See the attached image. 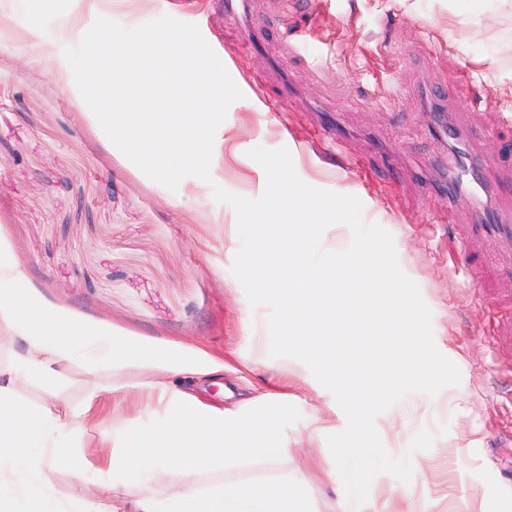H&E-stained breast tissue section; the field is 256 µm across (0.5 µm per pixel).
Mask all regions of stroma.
I'll list each match as a JSON object with an SVG mask.
<instances>
[{"mask_svg": "<svg viewBox=\"0 0 512 512\" xmlns=\"http://www.w3.org/2000/svg\"><path fill=\"white\" fill-rule=\"evenodd\" d=\"M217 0H0V242L42 305L158 353L224 361L222 385L175 376L220 407L270 388L293 395L284 429L288 453L224 465L164 467L153 476L172 489L212 490L241 481L287 483L306 492L313 512H339L344 494L319 472L331 461L326 438L343 424L330 396L293 361L269 354L267 307H252L231 272L240 248L236 212L214 186L255 199L264 169L249 150L287 148L308 185L358 197L362 220L389 231L403 272L432 312L437 349L460 370L437 395H407L375 425L390 455L410 456L412 477H378V512H512V344L482 331L512 321V248L473 227L467 205L450 206L432 184L448 139L438 132L425 92L443 89L449 119L483 136L489 182L512 197V10L498 0L451 9L448 0H250L246 23L221 16ZM197 25L243 93L216 131L210 180L189 176L177 190L151 180L117 153L91 117L64 51L65 20L91 27L105 17L135 27L162 16ZM267 38L240 58L228 55L249 30ZM498 60L485 74L477 60ZM292 100L276 98L282 80ZM340 130L344 150L318 124ZM478 268L479 283L454 264ZM153 368L118 366L91 377L81 361L56 381L19 389L22 402L67 413L77 458L112 424L104 402L90 428L81 409L95 384L128 387V427H150L160 410L141 383ZM434 440L410 452L421 429ZM314 463L306 466L302 455ZM111 477L95 468L40 466V485L73 512L106 500Z\"/></svg>", "mask_w": 512, "mask_h": 512, "instance_id": "stroma-1", "label": "stroma"}]
</instances>
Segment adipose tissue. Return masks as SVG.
Wrapping results in <instances>:
<instances>
[{"label": "adipose tissue", "mask_w": 512, "mask_h": 512, "mask_svg": "<svg viewBox=\"0 0 512 512\" xmlns=\"http://www.w3.org/2000/svg\"><path fill=\"white\" fill-rule=\"evenodd\" d=\"M5 251L0 243V321L11 326L20 348L14 368L0 372V470H7L15 486L25 490L35 483L40 461L70 466L74 460L62 441L61 419L48 409L19 404V379L34 372L54 376L57 364L81 349L94 370L117 357L135 363L153 353L143 346L121 345L109 332L81 326L38 303L28 295L23 272L6 259ZM153 388L166 401L163 414L146 430L113 429L117 453L97 466L98 471L117 470L139 482L137 512H310L308 501L285 484L259 487L242 482L209 494L151 484L149 475L163 464L190 469L248 454L274 456L289 448L282 428L288 412L279 392L267 391L221 408L174 384L157 382Z\"/></svg>", "instance_id": "ef3b65f1"}]
</instances>
